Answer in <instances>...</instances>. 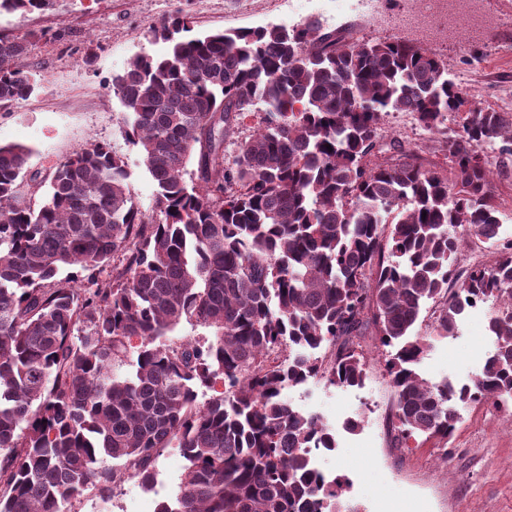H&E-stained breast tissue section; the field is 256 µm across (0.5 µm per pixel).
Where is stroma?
Segmentation results:
<instances>
[{
  "mask_svg": "<svg viewBox=\"0 0 512 512\" xmlns=\"http://www.w3.org/2000/svg\"><path fill=\"white\" fill-rule=\"evenodd\" d=\"M318 7L325 31L369 43L389 39L372 23L338 17L335 0H319ZM179 11L191 17L198 33L290 28L309 16L303 0H57L45 11L1 12L0 36L30 38L25 64L38 89L28 100L0 107V144L26 146L31 169L46 176L91 141L106 142L127 162L134 201L149 209L156 185L125 137L124 106L112 90V78L135 55L165 53L166 44L150 38L147 27ZM436 54L471 100L512 110V28H493L464 44L448 40ZM381 126L385 136L422 147L424 165L447 166L439 143L411 113L385 114ZM437 309L436 302H427L416 325L432 342L419 371L432 381L470 382L493 350L486 331L492 305L470 310L450 337L434 334ZM361 346L366 363L361 386L312 380L283 391L295 407L321 415L335 430L336 450L317 452L315 463L326 475L349 478L346 500L358 512H512V401L460 408L448 441L419 437L406 447H393L394 392L384 368L386 352L370 336ZM351 416L362 419L353 433L343 428ZM184 465L178 452L166 450L156 462L152 490L127 475L109 503L89 496L75 502L74 510L154 512L158 501L176 493Z\"/></svg>",
  "mask_w": 512,
  "mask_h": 512,
  "instance_id": "1",
  "label": "stroma"
}]
</instances>
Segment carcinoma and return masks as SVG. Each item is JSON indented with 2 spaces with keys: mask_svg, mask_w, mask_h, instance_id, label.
<instances>
[{
  "mask_svg": "<svg viewBox=\"0 0 512 512\" xmlns=\"http://www.w3.org/2000/svg\"><path fill=\"white\" fill-rule=\"evenodd\" d=\"M149 32L166 53L130 58L112 90L156 184L150 212L106 143L45 179L28 148L0 146V512L108 501L125 473L151 488L167 448L186 465L156 512H349V480L313 459L336 432L285 388L360 385L373 336L388 348L396 446L446 441L458 407L512 399V236L493 182L512 161V113L464 109L467 92L419 46L355 42L315 18L195 34L176 16ZM28 47L0 37V104L36 91ZM258 105L229 166L225 144ZM389 112L412 113L450 169L382 140ZM473 233L494 259L460 271ZM430 300L444 337L473 302H498L494 350L469 384L417 371ZM184 320L211 339H173Z\"/></svg>",
  "mask_w": 512,
  "mask_h": 512,
  "instance_id": "1",
  "label": "carcinoma"
}]
</instances>
